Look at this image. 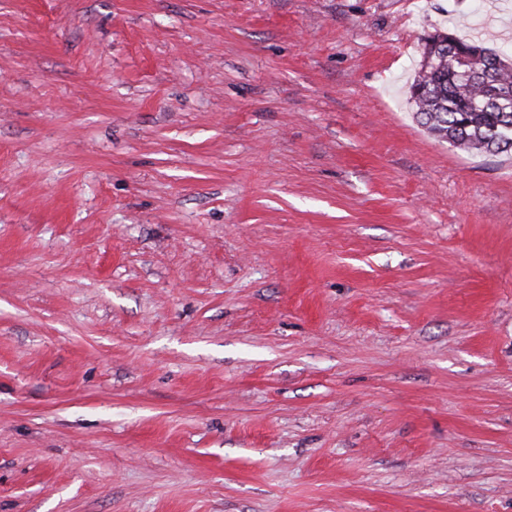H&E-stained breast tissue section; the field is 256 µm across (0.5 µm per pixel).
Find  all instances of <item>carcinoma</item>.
Returning <instances> with one entry per match:
<instances>
[{"instance_id": "1", "label": "carcinoma", "mask_w": 512, "mask_h": 512, "mask_svg": "<svg viewBox=\"0 0 512 512\" xmlns=\"http://www.w3.org/2000/svg\"><path fill=\"white\" fill-rule=\"evenodd\" d=\"M411 99L435 137L467 152L512 151V61L495 49L434 30Z\"/></svg>"}]
</instances>
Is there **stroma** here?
I'll list each match as a JSON object with an SVG mask.
<instances>
[{
	"label": "stroma",
	"instance_id": "35a3bbf8",
	"mask_svg": "<svg viewBox=\"0 0 512 512\" xmlns=\"http://www.w3.org/2000/svg\"><path fill=\"white\" fill-rule=\"evenodd\" d=\"M512 0H0V512H512V155L415 118Z\"/></svg>",
	"mask_w": 512,
	"mask_h": 512
}]
</instances>
